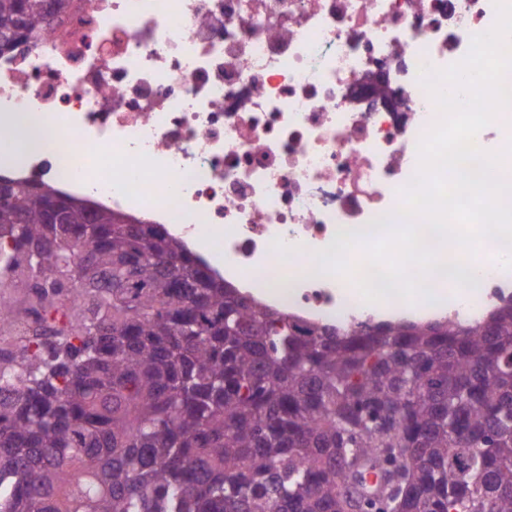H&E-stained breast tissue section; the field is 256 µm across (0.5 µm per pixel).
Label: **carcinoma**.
I'll return each instance as SVG.
<instances>
[{
  "instance_id": "cac0c4a2",
  "label": "carcinoma",
  "mask_w": 512,
  "mask_h": 512,
  "mask_svg": "<svg viewBox=\"0 0 512 512\" xmlns=\"http://www.w3.org/2000/svg\"><path fill=\"white\" fill-rule=\"evenodd\" d=\"M55 6L0 0V50ZM0 260L34 314L0 343V512H340L351 455L408 486L365 512H512V302L302 326L162 224L2 177Z\"/></svg>"
}]
</instances>
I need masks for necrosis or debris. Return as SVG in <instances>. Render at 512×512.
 Wrapping results in <instances>:
<instances>
[{
	"mask_svg": "<svg viewBox=\"0 0 512 512\" xmlns=\"http://www.w3.org/2000/svg\"><path fill=\"white\" fill-rule=\"evenodd\" d=\"M493 0H64L0 53V131L34 117L39 150L0 173L170 225L217 275L302 325L477 323L512 298L487 265L473 289L367 304L321 273L344 228L399 205L438 118L420 65L446 67L496 23Z\"/></svg>",
	"mask_w": 512,
	"mask_h": 512,
	"instance_id": "4bbe7bcc",
	"label": "necrosis or debris"
}]
</instances>
